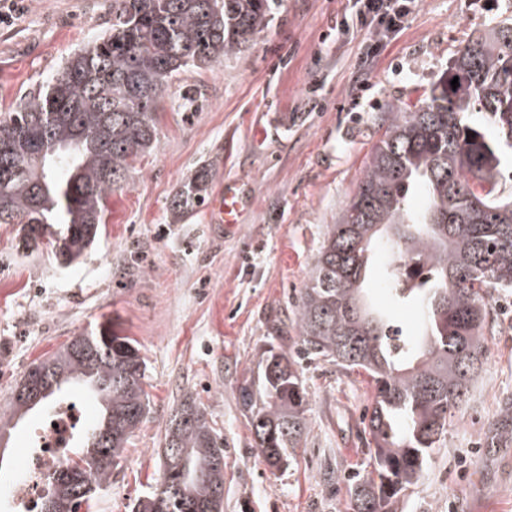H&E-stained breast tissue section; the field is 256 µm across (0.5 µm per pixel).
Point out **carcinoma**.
I'll return each mask as SVG.
<instances>
[{"instance_id":"carcinoma-1","label":"carcinoma","mask_w":512,"mask_h":512,"mask_svg":"<svg viewBox=\"0 0 512 512\" xmlns=\"http://www.w3.org/2000/svg\"><path fill=\"white\" fill-rule=\"evenodd\" d=\"M267 16L268 0H112L107 30L0 116V224H20L25 242L78 261L98 238L112 193L127 185L131 162L153 147L169 82L239 53ZM511 164L509 22L467 41L415 103L390 107L357 191L326 225L295 305L297 335L271 337L240 388L269 466L290 463L306 443L299 358L310 357L368 379L363 424L374 465L350 485L351 512H392L418 483L482 368L490 301L512 294V193L502 190ZM211 177L204 165L186 179L170 203L174 218L204 204ZM418 189L428 198L419 211ZM383 240L391 249L384 287L396 302L425 309L415 341L369 301ZM33 368L47 390L38 405L61 403L72 385L101 405L82 436L87 453L54 471L37 504V512L89 510L147 413L145 361L134 339L104 323ZM34 409L12 393L0 431ZM491 435L512 442V409ZM175 448L187 450L182 466ZM133 512H224L223 444L195 399L171 414L162 480Z\"/></svg>"}]
</instances>
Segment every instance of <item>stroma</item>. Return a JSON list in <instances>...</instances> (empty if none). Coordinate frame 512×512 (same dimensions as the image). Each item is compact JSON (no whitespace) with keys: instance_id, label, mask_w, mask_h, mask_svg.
<instances>
[{"instance_id":"1","label":"stroma","mask_w":512,"mask_h":512,"mask_svg":"<svg viewBox=\"0 0 512 512\" xmlns=\"http://www.w3.org/2000/svg\"><path fill=\"white\" fill-rule=\"evenodd\" d=\"M345 0H269L268 23L238 55L178 76L156 113L154 149L133 164L110 200L98 240L59 264L0 224V405L29 365L81 332L112 323L146 360L150 411L93 512H132L161 476L167 419L185 396L200 403L224 445V512H347L348 489L368 463L365 376L304 364L310 434L281 469L258 457L239 388L256 369L275 319L293 323L326 225L356 192L390 105L413 103L472 37L512 21V0H423L355 86L365 34L337 28ZM0 26V113L102 34L112 0H27ZM213 173L204 206L174 221L169 206L187 176ZM244 192L239 224L224 227L219 190ZM389 253L374 259L371 300L407 335L422 312L380 284ZM495 318L482 370L423 478L395 512H512V444L488 447L512 405V297ZM46 417L17 429L0 464V512Z\"/></svg>"}]
</instances>
